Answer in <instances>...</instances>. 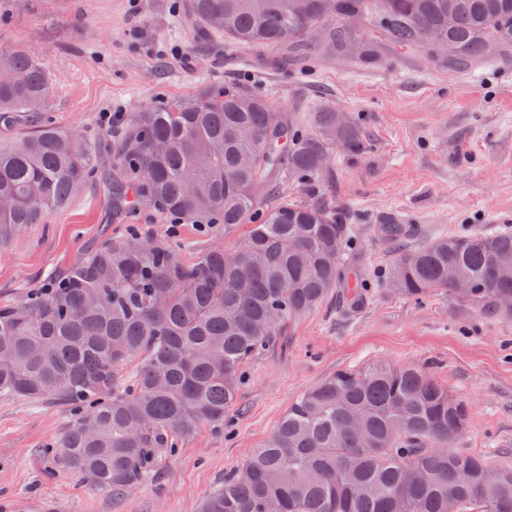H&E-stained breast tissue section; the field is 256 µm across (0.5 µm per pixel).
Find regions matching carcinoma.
Here are the masks:
<instances>
[{"label": "carcinoma", "mask_w": 512, "mask_h": 512, "mask_svg": "<svg viewBox=\"0 0 512 512\" xmlns=\"http://www.w3.org/2000/svg\"><path fill=\"white\" fill-rule=\"evenodd\" d=\"M199 34L262 46L289 59L376 56L384 43L422 49L453 71L512 61V0H183ZM379 16V39L354 22ZM52 78L25 51L0 52V126L33 112ZM361 133L339 112L316 132L260 94L226 84L136 114L103 175L112 213L143 201L162 218L219 234L249 226L230 250L136 229L107 239L18 303H0V392L64 405L76 418L54 457L101 487L126 490L157 453L236 403L256 352L338 288L349 308L362 289L343 276L353 228L322 202L276 197L316 179L336 141ZM98 144L44 128L0 147V245L64 206L94 171ZM377 233H406L393 221ZM512 234L445 235L400 252L385 281L394 297L440 292L512 316ZM131 362V379L119 381ZM468 404L413 367L343 370L303 393L266 444L224 478L199 512H512V466L454 449Z\"/></svg>", "instance_id": "cac0c4a2"}]
</instances>
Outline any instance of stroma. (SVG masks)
<instances>
[{
	"label": "stroma",
	"mask_w": 512,
	"mask_h": 512,
	"mask_svg": "<svg viewBox=\"0 0 512 512\" xmlns=\"http://www.w3.org/2000/svg\"><path fill=\"white\" fill-rule=\"evenodd\" d=\"M179 0H0V50L28 51L53 79L29 125L0 126V146L32 127L76 130L98 141L97 172L41 224L0 246V302H19L128 225L151 237L176 235L194 255L234 249L244 229L210 235L192 224L171 230L146 204L112 218L100 171L132 117L160 101L233 83L274 109L333 111L361 132L362 152L336 146L316 183L288 185L297 200L329 204L355 240L345 266L363 274L366 300L348 310L329 296L259 351L223 427L200 426L161 452L149 479L123 492L93 485L54 463L52 446L73 420L51 403L0 393V512H198L201 501L262 447L305 391L336 372L376 362L415 365L466 400L471 420L457 449L512 465V318L431 294L393 297L384 277L398 249L471 230L512 232V63L456 72L420 50L384 48L373 59L333 57L279 68L256 63L272 49L198 38ZM405 224L393 243L375 230Z\"/></svg>",
	"instance_id": "35a3bbf8"
}]
</instances>
